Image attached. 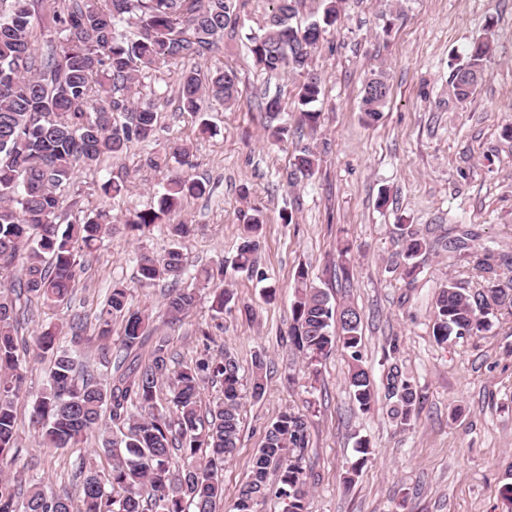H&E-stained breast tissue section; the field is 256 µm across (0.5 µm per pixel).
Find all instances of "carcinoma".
<instances>
[{"mask_svg": "<svg viewBox=\"0 0 512 512\" xmlns=\"http://www.w3.org/2000/svg\"><path fill=\"white\" fill-rule=\"evenodd\" d=\"M265 24L245 35L254 66L266 73H292L301 78L295 109L302 125L314 131L321 112L315 109L323 93L313 72L312 52L327 28L338 21L343 0H318L317 16L297 20L302 0H266ZM248 0H55L52 22L57 39L41 51L34 47L30 0H0V469L14 463L17 408L15 399L24 382L20 373L28 347L19 344L21 316L17 302L24 293L46 302L64 304L72 292L80 258L95 252L112 235L106 214L58 224L60 196L78 168H95L106 157H118L133 141L148 142L156 134L155 99H140L141 74L182 66L178 72V109L201 116V131L209 130L203 117L206 100L234 106L239 79L231 69L203 72L199 63L218 49L224 39L239 34ZM490 40L473 45L466 59L452 68L451 79L459 100L465 101L482 80ZM389 96L387 78L379 73L366 82L360 112L368 124L379 122ZM268 118V137L275 143L288 139V124L278 122L286 111L281 97L262 102ZM189 148L172 141L147 158V164L166 173L157 206L136 211L125 220L130 236L139 240L155 225L166 222L189 197L207 193L204 182L192 177ZM320 156L304 145L296 150L287 171L295 184L312 178ZM263 214L254 210L247 220L253 236L238 248L235 269L256 270L259 242L254 234ZM174 245L155 256L140 252L135 260L138 283L149 287L171 280L165 315L178 321L197 303L195 291L178 287L186 273L180 243L190 225H169ZM463 234L445 243L464 252L482 279L471 291L448 279L434 295L433 336L438 344L450 336H473L490 325L489 315L499 307L512 308V276L499 273L500 263L488 247L470 245ZM400 251L411 276L432 244L411 225H401ZM194 278L212 288L211 310L224 314L233 293L224 287V263L196 270ZM130 289L112 284L97 315L99 364L114 367L104 382L88 371L76 352L60 345L63 329L48 326L34 338L39 353L51 355L49 387L33 406L31 421L45 448H78L97 434L107 464H82L78 496L63 488L48 492L42 483L27 485L0 473V512H216L224 497V462L237 450L242 406L240 366L235 355H217L210 347L179 369L170 370L175 357L167 340L155 342L149 359L132 356L147 338L149 316L129 305ZM121 320L117 349L106 343L112 322ZM362 314L342 306L340 317L328 294L316 287L307 269L295 275L288 343L313 365L332 348L348 359L347 382L363 411L376 401L375 383L364 365ZM265 356H254L251 397L265 393ZM218 382L222 397L204 407L201 387ZM388 396L396 399L401 423L410 421L417 391L398 371L386 377ZM167 386L170 398L162 404ZM117 427L119 435L112 434ZM307 415L294 408L282 411L266 428L264 443L252 458L250 473L233 505V512H257L273 494L285 504L284 512H307L308 473L303 459L308 447ZM180 452L181 470L171 469ZM356 460L346 470L354 482L370 454L366 441L358 443ZM276 482H270V474Z\"/></svg>", "mask_w": 512, "mask_h": 512, "instance_id": "cac0c4a2", "label": "carcinoma"}]
</instances>
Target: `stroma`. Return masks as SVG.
Instances as JSON below:
<instances>
[{"label": "stroma", "instance_id": "stroma-1", "mask_svg": "<svg viewBox=\"0 0 512 512\" xmlns=\"http://www.w3.org/2000/svg\"><path fill=\"white\" fill-rule=\"evenodd\" d=\"M262 22L260 0H251L242 17L244 33ZM244 33L202 63L206 70H235L242 91L231 108L209 101L212 133L200 134L198 117L178 110L174 72L141 77L143 95L159 88L165 93L154 141L131 143L99 168L77 171L60 191V223L105 210L112 235L82 258L70 306L29 298L21 338L75 312L94 324L112 283L121 282L131 290V308L151 315L178 363L202 351L205 330L214 338L212 350L226 347L235 354L243 379L251 377L255 354L264 352L266 390L261 399H243L240 444L224 464L218 512H231L267 425L285 408L303 405L309 408L308 512H512L505 492L512 485V311H498L476 336L442 346L432 336V297L439 285L451 277L472 288L478 283L467 260L438 246V239L469 230L477 243L512 263V139L503 134L512 121V0H346L312 55L324 91L320 125L309 132L298 112H285L291 135L277 146L267 141L259 103L275 93L293 103L298 80L254 67ZM486 38L492 52L485 78L459 101L451 65ZM378 70L386 73L391 95L382 120L369 125L359 102L365 81ZM172 139L189 146L192 173L210 189L204 197L186 198L170 217L169 224L193 226L182 242L189 274L180 285L196 288L191 272L220 262L224 284L235 294L232 310L217 317L208 290L196 288V307L174 324L163 316L168 281L140 287L134 261L135 252L159 255L170 247L168 224L139 241L124 226L130 213L156 205L165 176L145 159ZM299 144L323 154L317 174L292 186L283 174ZM109 178L124 181L125 192L101 196L99 186ZM383 191L389 201L382 207ZM255 206L264 225L257 272L249 275L233 265ZM285 209L292 211V223H282ZM403 224L434 244L411 276L398 255ZM301 268L333 306L350 303L360 310L363 355L376 381L385 382L395 366L413 384L420 401L411 426L400 425L384 394L372 410L359 409L340 350L311 367L288 346L293 282ZM270 285L276 295L269 300L264 290ZM393 342L399 350L391 357ZM49 366L46 357L28 358L24 366L12 473L40 479L50 489L72 487L96 442L81 449L39 444L29 410ZM363 440L369 459L355 483L345 484V469Z\"/></svg>", "mask_w": 512, "mask_h": 512}]
</instances>
